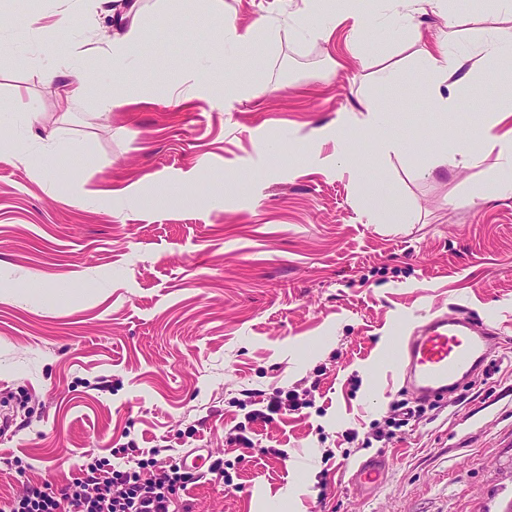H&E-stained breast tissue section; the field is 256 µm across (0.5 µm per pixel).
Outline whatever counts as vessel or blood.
<instances>
[{"mask_svg": "<svg viewBox=\"0 0 512 512\" xmlns=\"http://www.w3.org/2000/svg\"><path fill=\"white\" fill-rule=\"evenodd\" d=\"M496 340L493 329H478L467 317L443 314L412 335L395 337L384 359L401 367L404 383L416 399L440 400L481 368ZM384 472L383 460L372 458L357 467L353 478L377 488Z\"/></svg>", "mask_w": 512, "mask_h": 512, "instance_id": "obj_1", "label": "vessel or blood"}]
</instances>
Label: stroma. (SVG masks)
<instances>
[{
  "label": "stroma",
  "mask_w": 512,
  "mask_h": 512,
  "mask_svg": "<svg viewBox=\"0 0 512 512\" xmlns=\"http://www.w3.org/2000/svg\"><path fill=\"white\" fill-rule=\"evenodd\" d=\"M351 2L318 38L294 22L301 0H224L220 17L141 0L146 39L116 66L94 0H0V138L68 142L32 164L0 157V504L29 484L62 495L91 461L145 473L192 451L223 469L188 485L190 512L512 506V196L488 165L440 162L461 141L488 153L484 111L512 109V65L479 55L512 40V15L418 0L406 26L386 0ZM226 16L277 34L239 53ZM442 48L469 56L479 95L420 78ZM58 70L87 79L73 107ZM229 78L243 88L215 106ZM113 90L125 105L100 112ZM441 95L456 112L434 111ZM373 106L398 151L360 124ZM344 113L357 121L339 143ZM340 151L362 175L337 170ZM381 184L398 210L373 209ZM457 312L500 347L392 427L411 395L379 365L389 336ZM289 389L305 407L248 421ZM239 426L249 444L231 441ZM374 457L383 484L352 483Z\"/></svg>",
  "instance_id": "obj_1"
}]
</instances>
